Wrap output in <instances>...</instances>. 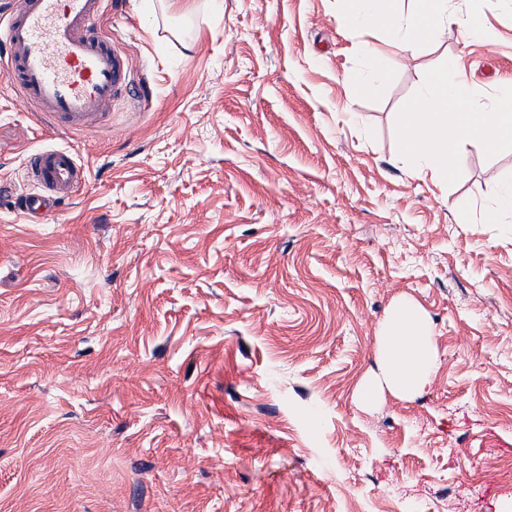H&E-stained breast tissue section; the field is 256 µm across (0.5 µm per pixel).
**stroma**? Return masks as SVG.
<instances>
[{
    "mask_svg": "<svg viewBox=\"0 0 512 512\" xmlns=\"http://www.w3.org/2000/svg\"><path fill=\"white\" fill-rule=\"evenodd\" d=\"M164 2L105 0L130 92L89 130L0 77V512H512V233L481 218L512 142L441 184L396 136L448 60L475 108L512 89V10L459 0L488 38L404 51L348 0ZM371 47L388 76L357 95ZM43 146L85 181L29 224ZM402 297L439 369L360 407Z\"/></svg>",
    "mask_w": 512,
    "mask_h": 512,
    "instance_id": "stroma-1",
    "label": "stroma"
}]
</instances>
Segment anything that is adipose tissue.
<instances>
[{
  "mask_svg": "<svg viewBox=\"0 0 512 512\" xmlns=\"http://www.w3.org/2000/svg\"><path fill=\"white\" fill-rule=\"evenodd\" d=\"M450 2L354 0L349 27L398 33L404 49L436 39L451 25L462 28L468 37H486L478 16L461 14ZM474 95L457 67L444 66L430 76L396 128L404 155L418 174L447 182L448 168L463 144L476 142L492 151L512 140V96L474 110L470 107ZM376 356L378 371L359 385V404H372L386 394L412 399L431 383L439 368L436 342L425 314L414 302L402 299L390 308L378 329Z\"/></svg>",
  "mask_w": 512,
  "mask_h": 512,
  "instance_id": "ef3b65f1",
  "label": "adipose tissue"
}]
</instances>
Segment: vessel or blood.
<instances>
[{
	"mask_svg": "<svg viewBox=\"0 0 512 512\" xmlns=\"http://www.w3.org/2000/svg\"><path fill=\"white\" fill-rule=\"evenodd\" d=\"M103 0H17L0 21L7 49L0 76L15 86L50 126L92 127L128 89L123 53L91 26ZM35 192L25 194L24 217L48 219L84 181L72 151L41 148L27 159Z\"/></svg>",
	"mask_w": 512,
	"mask_h": 512,
	"instance_id": "b4317fda",
	"label": "vessel or blood"
}]
</instances>
